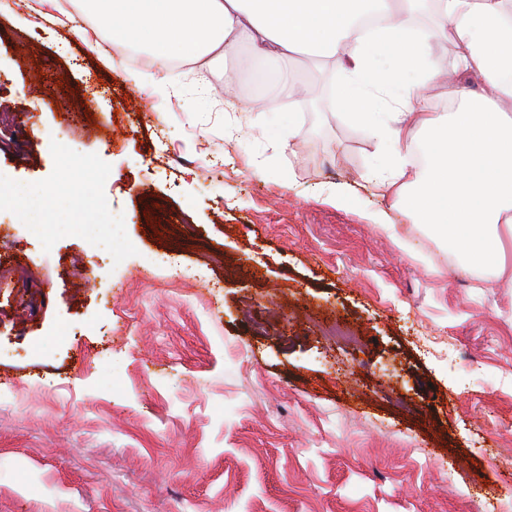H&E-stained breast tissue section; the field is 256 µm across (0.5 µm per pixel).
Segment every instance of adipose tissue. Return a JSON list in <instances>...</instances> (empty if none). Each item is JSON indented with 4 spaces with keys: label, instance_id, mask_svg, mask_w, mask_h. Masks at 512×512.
I'll return each instance as SVG.
<instances>
[{
    "label": "adipose tissue",
    "instance_id": "1",
    "mask_svg": "<svg viewBox=\"0 0 512 512\" xmlns=\"http://www.w3.org/2000/svg\"><path fill=\"white\" fill-rule=\"evenodd\" d=\"M102 39L159 61L244 47L293 82L300 56L337 62L347 117L384 158L368 174L414 223L445 239L472 271L503 276L512 245V0H434L435 20L413 28L411 0H78ZM381 22L363 36L358 20ZM451 43L454 67L436 48ZM480 83L432 92L448 70Z\"/></svg>",
    "mask_w": 512,
    "mask_h": 512
}]
</instances>
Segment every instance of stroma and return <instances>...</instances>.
<instances>
[{
    "label": "stroma",
    "mask_w": 512,
    "mask_h": 512,
    "mask_svg": "<svg viewBox=\"0 0 512 512\" xmlns=\"http://www.w3.org/2000/svg\"><path fill=\"white\" fill-rule=\"evenodd\" d=\"M50 12L0 0V512H512V281L365 188L339 69L299 58L283 148L246 50L148 93ZM302 106V102L294 96L291 91L287 95L280 93L265 95L261 98V105L255 109L248 107L250 121L265 129L281 147H287L288 140L292 137L290 126H288V135L283 128L266 125V116L275 112H297Z\"/></svg>",
    "instance_id": "stroma-1"
}]
</instances>
